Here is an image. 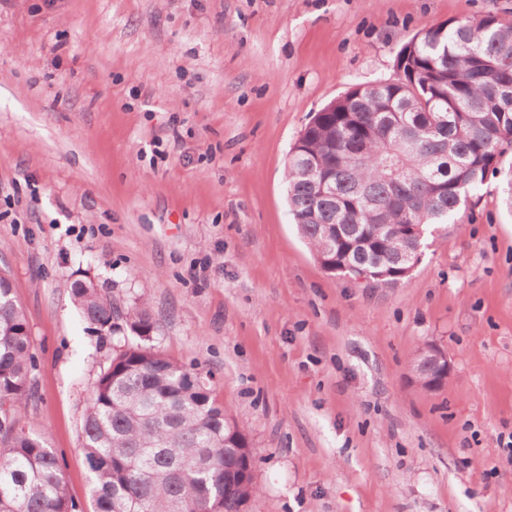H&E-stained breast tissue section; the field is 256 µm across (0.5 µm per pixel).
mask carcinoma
Listing matches in <instances>:
<instances>
[{
	"label": "carcinoma",
	"mask_w": 512,
	"mask_h": 512,
	"mask_svg": "<svg viewBox=\"0 0 512 512\" xmlns=\"http://www.w3.org/2000/svg\"><path fill=\"white\" fill-rule=\"evenodd\" d=\"M397 74L351 86L316 112L285 168L288 211L331 275L377 287L413 272L402 250L458 222L469 194L505 174L512 209V22L425 27L399 50ZM97 332L119 311L94 288L72 285ZM141 342L116 351L83 413L81 442L94 512H245L257 492L235 471L256 454L245 429L216 402L205 376L152 345L145 308L126 316ZM423 386L444 380L448 360L426 345L415 355ZM28 322L0 276V512H80L55 452L19 426L33 396Z\"/></svg>",
	"instance_id": "1"
}]
</instances>
